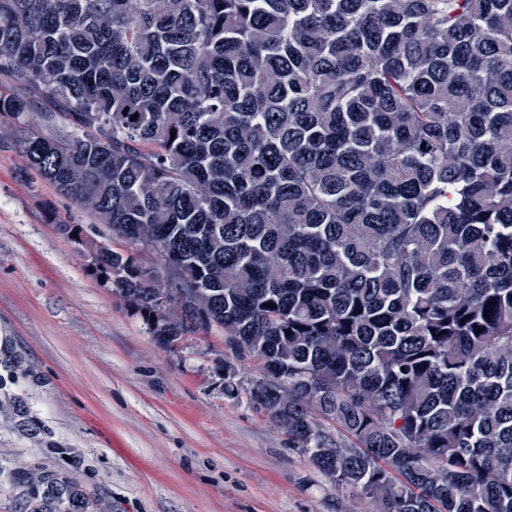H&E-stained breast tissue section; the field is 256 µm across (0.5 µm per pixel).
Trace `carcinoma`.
<instances>
[{
    "label": "carcinoma",
    "instance_id": "carcinoma-1",
    "mask_svg": "<svg viewBox=\"0 0 512 512\" xmlns=\"http://www.w3.org/2000/svg\"><path fill=\"white\" fill-rule=\"evenodd\" d=\"M1 75V127L41 113L28 169L130 245L88 269L157 345L224 329L376 512H512V0H0ZM30 377L0 346V421L64 454ZM13 480L23 512H101ZM136 247L142 252L149 254L153 259L152 275L159 273L161 270L168 271L170 262L166 254L158 248L156 242L149 236H143L136 244Z\"/></svg>",
    "mask_w": 512,
    "mask_h": 512
}]
</instances>
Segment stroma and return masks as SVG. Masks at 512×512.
I'll use <instances>...</instances> for the list:
<instances>
[{"instance_id": "obj_1", "label": "stroma", "mask_w": 512, "mask_h": 512, "mask_svg": "<svg viewBox=\"0 0 512 512\" xmlns=\"http://www.w3.org/2000/svg\"><path fill=\"white\" fill-rule=\"evenodd\" d=\"M0 341L31 364V413L59 456L0 425V467H44L112 512H371L289 447L246 396L224 392V332L159 348L137 312L92 278L55 220L90 218L0 134Z\"/></svg>"}]
</instances>
